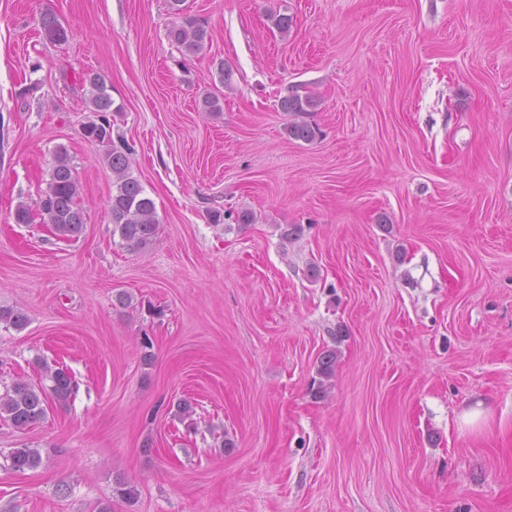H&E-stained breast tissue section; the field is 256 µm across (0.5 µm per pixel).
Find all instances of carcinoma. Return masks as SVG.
I'll use <instances>...</instances> for the list:
<instances>
[{"mask_svg": "<svg viewBox=\"0 0 512 512\" xmlns=\"http://www.w3.org/2000/svg\"><path fill=\"white\" fill-rule=\"evenodd\" d=\"M171 13L179 18L168 31L171 41L186 53L195 55L204 50L209 39L207 22L184 14V0H167ZM45 39L54 44L68 40V30L52 14H45L40 21ZM90 85V111L98 121L83 126L84 138L99 147L102 161L112 170V196L109 210L112 218V235L119 237L121 245L130 251L144 253L155 243L159 221L151 198L145 196L140 181L131 172L132 150L123 144L112 142V99L107 93L104 79L99 74L87 78ZM319 101L311 93L301 94L297 90L280 100L281 110L292 120L286 131L288 137L303 142H313L319 128L307 121V116ZM81 188L74 175V167L68 152L61 148L56 152L49 171L46 188L37 202L41 223L50 226L53 234L62 240L72 241L84 230L85 215L80 205ZM28 323L27 313L21 307L0 306V325L4 328L22 330ZM45 380L49 384H35L17 379L5 386L0 393V419L25 430L46 415L49 403L63 405L77 390V383L64 369L45 367ZM10 467L14 471L34 470L42 463L36 448H14L9 453Z\"/></svg>", "mask_w": 512, "mask_h": 512, "instance_id": "1", "label": "carcinoma"}]
</instances>
